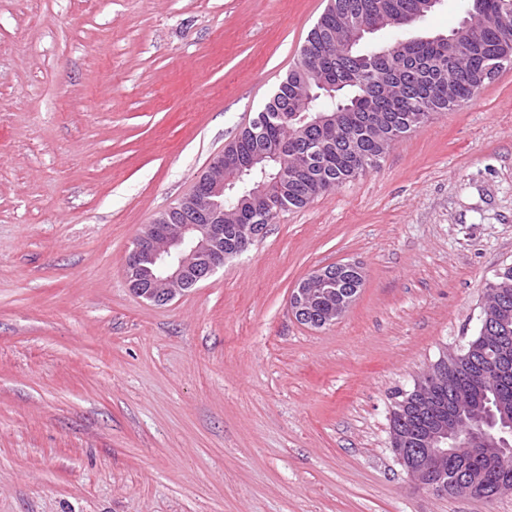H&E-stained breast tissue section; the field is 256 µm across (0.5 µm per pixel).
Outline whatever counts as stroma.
Wrapping results in <instances>:
<instances>
[{
  "label": "stroma",
  "mask_w": 512,
  "mask_h": 512,
  "mask_svg": "<svg viewBox=\"0 0 512 512\" xmlns=\"http://www.w3.org/2000/svg\"><path fill=\"white\" fill-rule=\"evenodd\" d=\"M326 5L0 0V512H512L417 487L390 433L512 266V66L183 296L126 282ZM336 263L362 271L350 308L301 324L293 289Z\"/></svg>",
  "instance_id": "obj_1"
}]
</instances>
